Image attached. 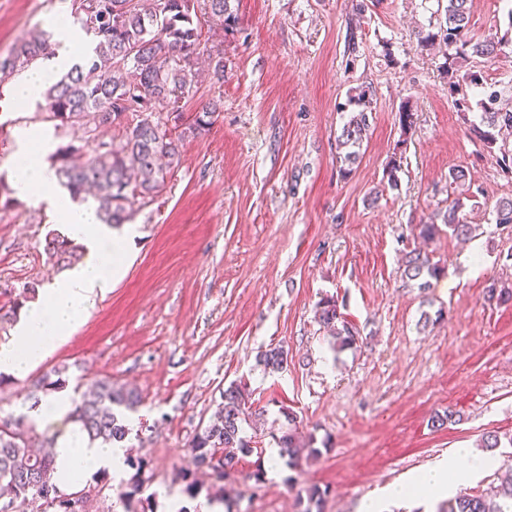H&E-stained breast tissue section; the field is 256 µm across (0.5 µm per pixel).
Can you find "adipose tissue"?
Returning a JSON list of instances; mask_svg holds the SVG:
<instances>
[{"label": "adipose tissue", "instance_id": "ef3b65f1", "mask_svg": "<svg viewBox=\"0 0 512 512\" xmlns=\"http://www.w3.org/2000/svg\"><path fill=\"white\" fill-rule=\"evenodd\" d=\"M59 47L46 66L30 73L17 87L23 101L38 99L49 78L72 59L75 41L66 24L56 26ZM40 128L21 130L18 148L9 165L10 184L18 197H38L46 203L56 223L69 239L82 243L87 256L63 276L54 278L36 301L27 304L8 341L0 342V373L15 379L26 378L34 367L66 342L94 308L123 269L122 241L108 236L94 207L73 203L61 189L43 147ZM73 403L66 392H59L33 408L31 416L51 428L55 436L57 468L64 477L63 487L82 485L96 472H119L125 467L123 449L90 441L72 424L69 414ZM490 458L471 453L467 448L453 449L429 467L404 482L386 487L380 497L366 500L360 512H384L388 501L441 498L448 486L477 478L491 468Z\"/></svg>", "mask_w": 512, "mask_h": 512}]
</instances>
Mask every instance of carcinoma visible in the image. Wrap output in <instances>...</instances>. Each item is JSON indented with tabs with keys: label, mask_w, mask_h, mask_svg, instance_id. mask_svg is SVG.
<instances>
[{
	"label": "carcinoma",
	"mask_w": 512,
	"mask_h": 512,
	"mask_svg": "<svg viewBox=\"0 0 512 512\" xmlns=\"http://www.w3.org/2000/svg\"><path fill=\"white\" fill-rule=\"evenodd\" d=\"M204 15L229 29L235 23L230 0H72L71 15L94 42L92 54L73 63L42 92L38 108L45 122L55 131L81 126L89 136L61 143L50 155L57 182L74 202L86 192L94 193L99 220L111 227L132 221L134 201L146 205L163 189L168 174L181 165L187 140L200 137L213 123L219 104L210 102L194 114L183 112L187 101L197 94L194 64L208 52L213 79L224 80L221 50L201 46V32L194 19ZM470 0H448L445 23L435 33L420 37V46L442 43L448 48L445 74L450 91L458 95L456 105H468L467 90L482 89L481 122L473 134L487 147L496 143V132L512 128V108L501 92L483 88L480 72L466 67L472 57L493 61L505 37L474 40L470 35ZM51 34L36 29L23 38L5 57L0 55V87L38 59L53 54ZM351 99L361 107L343 127L337 140L336 160L342 176L349 175L359 158L360 146L369 129L368 110L372 93L358 88ZM454 195L448 207L432 213L416 225L417 237L429 242L442 227L457 238H468L472 226L460 217L464 201L485 194L474 186L468 173L455 168L448 173ZM47 263L69 269L81 259L83 246L53 230L43 246ZM442 269L427 253L413 249L405 255V277L430 287V280ZM38 284L23 285L9 308L0 307V325L17 320L24 303L35 298ZM315 319L334 339V349L342 351L356 344L352 326L340 312L337 300L325 297L316 306ZM264 370L280 372L288 367V350L274 346L259 357ZM67 367H55L33 383L28 399L33 404L41 396L60 392L68 385L63 378ZM221 402L210 422L193 438L188 453L191 467L183 472L184 492L195 496L200 491L196 472L212 470L213 461L236 464L240 457L254 452L245 426L253 422L247 411L245 387L232 384L220 396ZM141 403L136 390L112 383L105 376L94 384L92 394L74 401L69 418L92 441L105 445L121 443L128 435L123 412H133ZM288 428L275 439L280 458L288 468L321 454L316 439L304 435L296 418L284 413ZM36 424L22 414L0 419V512H70V494L53 481L55 472L54 436L43 433L47 451L31 448ZM136 470L121 492L126 512H146L135 504L145 502L142 459H126ZM327 490L318 486L306 490L303 512H320ZM437 512H512V481H504L490 496L457 494L443 501Z\"/></svg>",
	"instance_id": "carcinoma-1"
}]
</instances>
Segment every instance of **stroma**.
Returning a JSON list of instances; mask_svg holds the SVG:
<instances>
[{"instance_id": "35a3bbf8", "label": "stroma", "mask_w": 512, "mask_h": 512, "mask_svg": "<svg viewBox=\"0 0 512 512\" xmlns=\"http://www.w3.org/2000/svg\"><path fill=\"white\" fill-rule=\"evenodd\" d=\"M448 0H232V29L202 25L201 40L224 51V81L204 79L195 100H220L209 132L186 141L182 163L134 220L122 276L77 332L34 375L68 366L91 385L104 376L142 396L126 441L148 464L153 512H193L183 494L188 446L230 384L244 383L263 415L256 453L240 459L225 498L236 512H300L297 493L327 489L322 512H358L362 501L406 480L456 448H477L488 432L512 433V300L486 301L490 283L512 287V224H496L512 177L496 149L471 133L479 89L461 110L443 73L446 51L423 49ZM71 0H0V55L33 26L52 28ZM512 26V0H472L471 34ZM373 92L372 121L349 176L336 139L358 111L350 92ZM410 106L411 130L399 111ZM43 127L35 104L0 89V136ZM397 190H384L393 158ZM465 169L485 197L461 214L476 227L477 269L467 244L448 234L422 243L411 229L447 206L448 172ZM52 216L33 200L0 208V306L27 282L48 284ZM423 247L445 273L419 290L404 275L406 252ZM335 298L359 334L335 351L314 318ZM441 313L423 327V313ZM289 352L268 373L256 357ZM452 411L446 428L433 416ZM296 417L328 451L291 471L274 435ZM262 480H255L256 470Z\"/></svg>"}]
</instances>
